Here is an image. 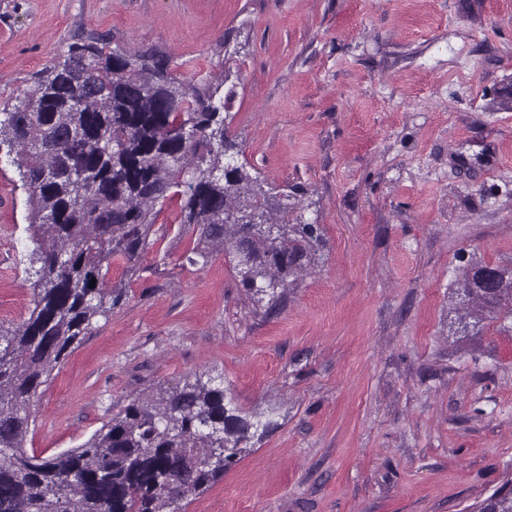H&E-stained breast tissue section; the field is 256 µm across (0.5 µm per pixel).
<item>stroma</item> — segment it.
I'll use <instances>...</instances> for the list:
<instances>
[{
    "label": "stroma",
    "instance_id": "stroma-1",
    "mask_svg": "<svg viewBox=\"0 0 512 512\" xmlns=\"http://www.w3.org/2000/svg\"><path fill=\"white\" fill-rule=\"evenodd\" d=\"M214 78L241 159L329 254L276 307L165 205L123 300L35 401L27 450L131 399L224 380L275 412L184 512H469L512 479V331L448 333L464 262L512 263V0H0V108L88 35ZM26 194L0 160V297L29 296Z\"/></svg>",
    "mask_w": 512,
    "mask_h": 512
}]
</instances>
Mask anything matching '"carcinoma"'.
<instances>
[{
    "mask_svg": "<svg viewBox=\"0 0 512 512\" xmlns=\"http://www.w3.org/2000/svg\"><path fill=\"white\" fill-rule=\"evenodd\" d=\"M218 88L174 75L155 53L129 56L90 35L0 112V147L27 194L28 317L0 323V512H181L275 426L233 406L202 375L129 402L80 447H24L39 390L122 295L112 265L149 246L157 207L180 200L198 241L191 265L224 254L257 304L272 306L318 266L324 230L263 189L229 135ZM94 287H89L90 282ZM454 334L512 323V265L473 262L453 283ZM473 512H512V481Z\"/></svg>",
    "mask_w": 512,
    "mask_h": 512,
    "instance_id": "obj_1",
    "label": "carcinoma"
}]
</instances>
